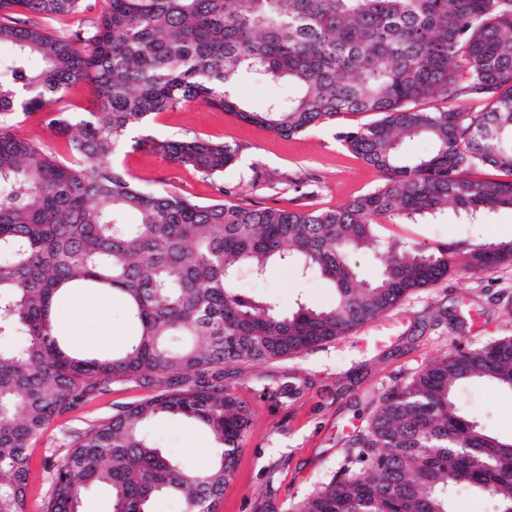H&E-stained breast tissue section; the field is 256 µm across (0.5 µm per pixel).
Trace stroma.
<instances>
[{"instance_id": "stroma-1", "label": "stroma", "mask_w": 512, "mask_h": 512, "mask_svg": "<svg viewBox=\"0 0 512 512\" xmlns=\"http://www.w3.org/2000/svg\"><path fill=\"white\" fill-rule=\"evenodd\" d=\"M363 121V116L350 115L339 125L318 126L285 139L229 113L190 102L159 113L143 132L157 139L201 136L237 146L238 159L223 176H206L129 144L116 159L150 192L208 202L228 188L256 207L333 208L380 181L378 170L351 153L338 137ZM7 122L15 133L35 138L55 155L68 158L66 139L47 127L44 113L18 112ZM376 231L386 240L426 244L511 240L512 209L471 218L451 207L415 224L385 222ZM236 285L273 297L285 311L299 302L323 307L334 299L321 278L300 276L281 264L271 265L259 279L240 273ZM509 335L510 263L474 276L451 275L409 295L378 321L300 356L225 367L224 384L250 405L253 423L215 512H258L265 501L271 502L274 512H291L296 501L328 482L344 465L348 436L367 425L384 392L404 383L436 356ZM144 395V389L116 384L110 392L49 422L32 443L34 478L28 512H41L50 484L45 460L61 457L76 432ZM460 403L486 432L512 438V391L475 381L463 387ZM150 430L160 446L187 468L210 466L212 439L197 423L172 416L152 424Z\"/></svg>"}]
</instances>
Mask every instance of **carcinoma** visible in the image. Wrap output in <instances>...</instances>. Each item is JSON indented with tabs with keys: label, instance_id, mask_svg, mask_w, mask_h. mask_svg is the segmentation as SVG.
I'll use <instances>...</instances> for the list:
<instances>
[{
	"label": "carcinoma",
	"instance_id": "obj_1",
	"mask_svg": "<svg viewBox=\"0 0 512 512\" xmlns=\"http://www.w3.org/2000/svg\"><path fill=\"white\" fill-rule=\"evenodd\" d=\"M86 0H0V114L46 112L67 139L61 160L0 124V512H27L31 444L55 416L114 384L149 395L76 435L53 461L42 512H78L92 485L113 512H150L169 495L182 512H214L251 424L224 386V365L298 356L379 320L408 294L455 272L512 262V241L384 245L374 226L512 208V0H108L87 27L57 35L32 19L89 11ZM244 77L291 87L252 112L231 89ZM86 82L91 107L52 108ZM199 101L283 138L372 120L341 133L380 182L321 210L254 208L223 191L198 202L152 193L116 163L155 115ZM434 101L432 107L424 103ZM432 150L405 158L406 139ZM219 178L239 148L203 137L134 140ZM497 174L474 179L475 170ZM135 215L129 222L126 216ZM376 251L363 284L351 256ZM276 262L320 277L331 305L281 311L236 287L243 268ZM67 284L123 298L134 338L110 356L61 340L52 306ZM512 391V336L459 347L386 391L350 436L347 465L292 512H451L454 487L512 507V441L461 414L458 387ZM204 426L216 446L202 471L183 467L147 427L163 416Z\"/></svg>",
	"mask_w": 512,
	"mask_h": 512
}]
</instances>
